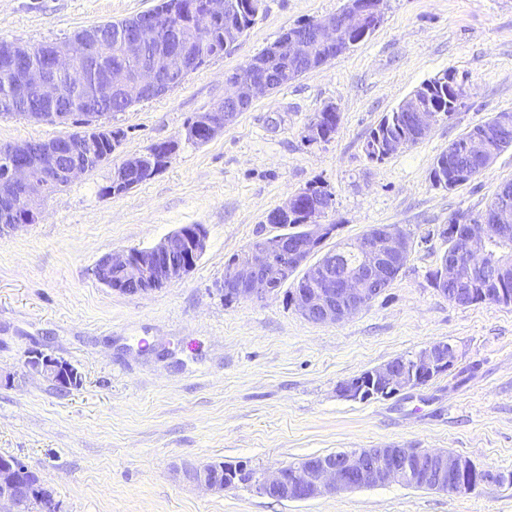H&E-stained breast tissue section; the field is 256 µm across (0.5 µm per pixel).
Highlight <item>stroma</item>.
I'll return each mask as SVG.
<instances>
[{
    "instance_id": "obj_1",
    "label": "stroma",
    "mask_w": 512,
    "mask_h": 512,
    "mask_svg": "<svg viewBox=\"0 0 512 512\" xmlns=\"http://www.w3.org/2000/svg\"><path fill=\"white\" fill-rule=\"evenodd\" d=\"M158 0H0V41L38 45L73 29L130 17ZM344 0H264L231 52L210 58L167 94L112 113L124 136L104 164L50 195L41 219L0 239V455L49 485L59 512H512V486L469 493L389 484L278 502L240 485L204 491L184 466L243 463L272 471L350 448L448 450L480 469L512 474V305L460 307L436 288L452 218L477 216L512 182V149L455 189L431 171L449 143L512 112V0H388L366 39L288 86L260 96L209 142H184L187 124L224 99V78L283 32L339 11ZM464 79L467 97L416 145L381 161L363 143L424 81ZM335 105L336 134L310 143L316 112ZM0 115V145L70 133ZM163 141L170 162L131 191L108 195L114 166ZM309 187L333 195L324 249L376 225L413 241L397 278L342 323L315 324L292 302L291 275L261 301L225 302L229 259L278 234L269 212ZM185 224L209 246L182 279L147 294L94 275L106 253L152 246ZM434 341L453 367L386 398L339 397V383ZM40 351L74 366L62 392L23 366Z\"/></svg>"
}]
</instances>
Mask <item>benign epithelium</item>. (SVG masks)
<instances>
[{"mask_svg":"<svg viewBox=\"0 0 512 512\" xmlns=\"http://www.w3.org/2000/svg\"><path fill=\"white\" fill-rule=\"evenodd\" d=\"M226 0H198L197 8L157 14L145 12L114 27L116 35H103L107 25L78 28L61 41L35 48L22 42H1L9 64L3 68L7 83L3 106L9 114L52 124L73 121V114L86 99H114L127 107L162 96L175 87L173 78L196 71L211 44L201 37L204 26L225 24L227 41L236 44L239 32L224 23ZM380 24L373 0H346L339 11L322 16L309 25L288 31L264 56H256L224 79L221 105L198 113L193 126L185 128L189 142L204 144L224 131L236 116L251 108L256 99L294 81L299 73L289 65L318 69L354 45L353 37L366 34ZM123 55L125 64H112V52ZM41 99L47 109L22 111L20 104ZM401 106L411 116L415 133L427 136L437 113L420 95L413 93ZM103 113H83L81 130L47 141L29 140L0 145V238H6L42 215L46 198L79 176L109 162L112 153H95L92 134L112 136V126L101 121ZM512 129V113L500 112L494 121L474 129L463 143L473 162L463 171L448 168L439 176L445 185L472 179L493 165L512 147L506 134ZM175 142H160L154 149L128 156L114 167L105 192L124 194L138 185L137 174L146 160L156 155L168 160L176 152ZM302 190L267 216L270 224L298 210ZM324 202H309L302 212L303 231L297 236L277 234L262 237L237 254L219 291L227 302L243 298L262 300L274 294L279 283L269 278L277 264L291 275L304 268L303 280L292 299L298 313L316 324L340 323L364 310L377 297V284L390 279L410 254L412 242L397 225H377L354 243L358 256L355 269L336 276L334 257L323 255L309 265V255L334 232L326 223ZM453 246L441 267L437 288L448 301L466 306L494 299L512 303V295L496 284L512 280V256H497L493 245L512 239V210L492 207L472 219L454 218L446 228ZM208 246L203 224H187L146 248L113 251L97 262L94 275L106 287L126 294H145L182 278L197 263ZM454 287L453 291L442 284ZM457 358L455 347L445 341L432 342L410 358L396 357L339 384L336 392L349 400L366 401L389 397L417 388L451 369ZM27 372L38 375L57 389H70L81 382L70 364L29 352ZM183 476L210 492H222L235 481L247 480L257 492L279 501H305L354 489L397 483L457 493L484 483L489 473L470 459L444 450L421 448H353L290 464L272 472H257L243 464L221 463L209 469L186 467ZM44 512H55L57 504L43 480L14 457L0 456V512H31V504Z\"/></svg>","mask_w":512,"mask_h":512,"instance_id":"7a95c632","label":"benign epithelium"}]
</instances>
